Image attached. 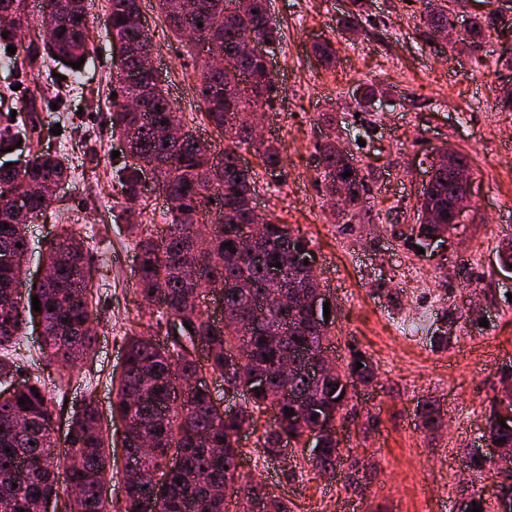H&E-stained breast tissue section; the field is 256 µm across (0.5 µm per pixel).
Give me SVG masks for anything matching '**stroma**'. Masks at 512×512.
I'll return each mask as SVG.
<instances>
[{"instance_id": "1", "label": "stroma", "mask_w": 512, "mask_h": 512, "mask_svg": "<svg viewBox=\"0 0 512 512\" xmlns=\"http://www.w3.org/2000/svg\"><path fill=\"white\" fill-rule=\"evenodd\" d=\"M361 28L341 35L337 21L350 0H270L279 31L273 53L278 95L266 129L286 151L281 175L265 172L252 150H241L255 172L256 205L310 242L317 273L336 305L339 360L359 350L375 369L357 385L339 421L340 458L323 476L301 453L283 463L260 442L271 422L239 442L243 475L263 481L291 512H458L480 499L491 512L512 472L469 470L492 403L512 383V280L499 272L497 250L512 235V111L501 108L512 89V65L500 54L512 38L472 39L463 53L423 38L422 0H361ZM153 51L186 127L212 137L201 120L195 76L202 57L165 27L156 0H140ZM92 38L79 70L46 60L34 70L8 66L0 46V128L35 108L61 132L43 147L80 166L52 198L44 221L29 225L34 248L79 225L95 263L98 345L73 371L57 420L66 434L77 403L93 398L110 419L112 377L119 372L128 333L146 331L147 304L136 291L134 243L125 231L128 205L117 172L126 162L112 136V37L106 0H88ZM332 40L333 63L313 52ZM41 97H33L34 87ZM374 87L384 111H361L362 91ZM344 144L357 161L368 194L350 207L331 206L316 169L321 133ZM467 154L474 174L475 214L459 225L439 253H418L412 228L417 201L435 150ZM429 320L418 338L403 322L421 308ZM447 334V345L437 338ZM432 400L444 425L426 430L420 405Z\"/></svg>"}]
</instances>
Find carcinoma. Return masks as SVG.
<instances>
[{"instance_id": "obj_1", "label": "carcinoma", "mask_w": 512, "mask_h": 512, "mask_svg": "<svg viewBox=\"0 0 512 512\" xmlns=\"http://www.w3.org/2000/svg\"><path fill=\"white\" fill-rule=\"evenodd\" d=\"M158 9L170 32L181 37L180 24L200 29L203 39H215L224 47V70L212 72L202 64L197 92L204 105L201 118L228 142L216 156L198 149L192 138L165 146L157 129L168 124L176 111L168 88L156 87L151 93L148 122L140 126L132 154L149 161L159 153L170 156L169 167L157 174V186L164 195L166 227L154 233L146 224H129L135 238L138 263L134 269L137 292L156 308L155 334L129 335L126 361L113 379L115 396L112 417L126 423L123 448L137 462L130 476L123 477L124 498L118 512H225L224 499L215 495L220 486L229 488L242 482L239 471L237 431L244 424L255 427L267 410H278L279 417L261 435L265 452L272 456L286 446L297 450L308 433L322 434V446L308 455V464L318 473L335 471L339 459L336 436L323 423L324 411L340 417L352 399L346 384L368 383L375 372L365 355L351 354L339 377L323 382L308 378L305 365L289 376L288 385L311 399L306 408H295L283 399L276 366L287 354L299 361L304 353L330 345L331 328L336 322L335 306L324 326L305 323L300 312L289 324L278 304L282 292L293 294L295 302L305 298V289L292 285L288 272L286 288H276L265 277L264 269L249 256L236 251L238 240L250 228L244 207L247 194L255 191L254 174L239 163L238 150L255 148L265 169L284 168L280 142L258 143L251 132L250 115L270 107L276 92L274 80L261 59L233 53L235 44L245 38L273 43L277 31L263 20L265 0H252L251 10L229 11L226 0H157ZM138 0H108L106 22L112 40L126 45L151 41L149 30L139 25ZM203 27H198V23ZM427 38L451 23L446 11L423 19ZM41 43H28L13 57V66L34 69L46 55L63 62H78L88 52L89 41L81 31L89 28L85 0H44L37 20ZM120 95L112 100L109 120L112 135L126 136L135 123V113L126 111L124 102L132 90L114 71ZM40 136L38 117L26 112L18 128L0 130V151L27 152L13 169H0V193L16 190L24 194L32 216H46L50 186L69 179L68 160L50 153L32 151ZM317 167L325 186L341 182L350 202H359L366 193L365 177L359 171L343 177L349 165L347 151L323 136L315 147ZM121 192L129 201L143 193L140 169L133 164L121 168ZM460 189L453 170L438 168L419 198L417 211L430 212L431 224L414 228L417 244L425 248L437 234L454 231L451 223L454 202ZM231 242L226 247L224 243ZM28 247L26 223L0 208V255L10 252L21 257ZM262 252L267 261L290 267V256L310 252L308 241L293 233L286 224L271 219L264 224ZM51 277L27 290L16 287L22 279L19 261L0 263V383L13 388L9 399L0 402V512H37L40 502L76 491L71 512H112L97 480L109 469L112 435L103 427L94 400H84L68 423L65 458L55 454L57 439L56 400L40 379L15 381L23 366L10 356L11 346L23 336L32 319L43 327L41 350L49 365L63 370L77 367L91 358L97 345V291L93 288L94 264L85 240L72 227H64L44 253ZM205 264L207 277L227 285L220 323L211 321L205 301L188 303L190 284L181 273L188 260ZM38 297L40 310H32V297ZM208 347L207 356L192 355L195 344ZM240 353V368L224 371L227 357ZM361 368H356V363ZM256 369L267 372L264 392L250 380ZM212 372L234 388L243 402L230 413H219L207 389L192 388L183 401L171 400L178 380ZM25 398V403L18 400ZM293 412L288 416L285 411ZM421 422L432 431L442 416L433 401L422 403ZM152 442V451L136 447L140 440ZM66 471L67 483L59 481ZM250 495L242 512H254L261 503L266 512H290L288 503L272 498L257 480L248 481Z\"/></svg>"}]
</instances>
